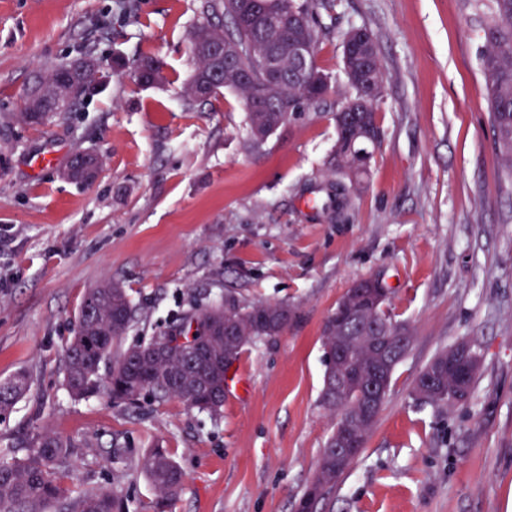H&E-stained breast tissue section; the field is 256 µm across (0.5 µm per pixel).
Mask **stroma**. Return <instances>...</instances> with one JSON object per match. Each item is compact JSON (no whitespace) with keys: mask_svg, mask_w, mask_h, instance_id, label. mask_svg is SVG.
<instances>
[{"mask_svg":"<svg viewBox=\"0 0 512 512\" xmlns=\"http://www.w3.org/2000/svg\"><path fill=\"white\" fill-rule=\"evenodd\" d=\"M119 2L0 0V380L30 381L0 417V456L25 457L51 432L73 446L71 496L111 489L129 512H155L139 461L159 446L184 474L165 512H295L335 424L320 403L322 325L356 280L378 276L413 345L318 512H512V176L479 66L484 0H336L317 55L334 81L326 105L257 145L236 93L183 100L200 0ZM354 26L377 37L384 138L330 221L307 190L326 175L350 95L342 41ZM88 52L127 65L80 111L19 122L37 77ZM146 54L164 61L162 84L136 83ZM78 149L104 161L93 183L61 175ZM107 281L135 307L123 349L228 293L295 317L243 348L218 417L148 396L135 409L75 398L66 343L87 290ZM462 339L482 355L471 405L416 401L420 372Z\"/></svg>","mask_w":512,"mask_h":512,"instance_id":"1","label":"stroma"}]
</instances>
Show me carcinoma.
<instances>
[{
	"instance_id": "cac0c4a2",
	"label": "carcinoma",
	"mask_w": 512,
	"mask_h": 512,
	"mask_svg": "<svg viewBox=\"0 0 512 512\" xmlns=\"http://www.w3.org/2000/svg\"><path fill=\"white\" fill-rule=\"evenodd\" d=\"M258 9L245 11L242 0H201L199 21L190 34V53L195 65L192 80L183 87L189 105L210 101L225 89L238 94L254 143L264 141L280 125L302 113L320 108L332 90L327 74L317 64V52L325 35L319 21L322 10L333 7L331 0H290L298 26L288 20L267 22L280 11L282 0H252ZM493 8L484 24L485 48L479 56L489 102L490 125L500 160L512 173V0H492ZM214 42L228 46L234 56V73H216L209 47ZM306 43L312 50V66L303 74L294 73L290 46ZM371 74L383 80L377 37L370 34ZM137 80L142 86L165 81L163 62L151 55L137 60ZM382 95L368 100L362 128L340 122L334 116L337 138L332 153L331 174L316 186L315 199L322 214L331 219L342 214L350 202V186L367 172L373 152L382 138L377 107ZM285 303L244 304L227 296L218 303L195 306L181 322L136 351L130 347L116 351L120 338L130 329L135 307L126 291L112 282L88 290L78 315V333L66 348L65 386L74 397L104 390L112 400L134 405L148 392L155 401L177 400L190 409L217 416L224 407L228 367L243 348L260 338L281 334L293 319ZM389 336L394 359L379 386L388 394L395 367L412 347L410 328L395 321L386 310V297L365 289L352 295L350 303L339 300L336 311L322 329L324 352L336 346V339L351 338L349 354L334 363L325 361V371L338 375L359 369L371 379L378 365L369 357L366 337ZM109 364L106 377L100 366ZM456 373L445 371L440 386L418 399L448 408L467 405L475 393L477 374L470 373L463 392L455 394ZM28 388V380L18 375L0 382V415L10 411ZM368 388L349 389L335 394L323 386L322 405L336 415V421L359 414ZM71 444L46 433L28 454L11 462H0V512H126L123 501L112 491L72 497L61 482L59 468L66 463ZM336 467V449L323 448L318 471L311 486L324 492L349 467ZM140 468L158 493L157 512L182 489L183 474L162 448H152Z\"/></svg>"
}]
</instances>
